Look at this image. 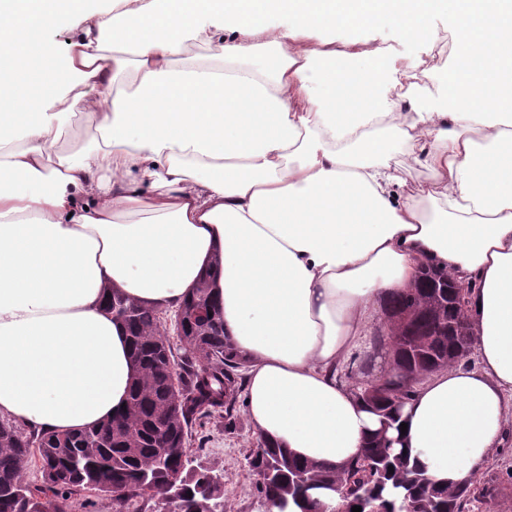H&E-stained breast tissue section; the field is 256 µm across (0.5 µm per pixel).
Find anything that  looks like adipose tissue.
Instances as JSON below:
<instances>
[{"label": "adipose tissue", "mask_w": 512, "mask_h": 512, "mask_svg": "<svg viewBox=\"0 0 512 512\" xmlns=\"http://www.w3.org/2000/svg\"><path fill=\"white\" fill-rule=\"evenodd\" d=\"M439 18L455 64L410 86L353 37L388 22L428 53ZM108 45L135 57L127 88ZM80 111L89 146L56 151ZM397 145L424 154L416 192ZM428 266L468 285L480 367L418 380L398 445L451 484L512 423V0H0V417L115 419L134 366L111 292L176 308L206 277L254 433L338 468L381 428L340 369ZM420 155L418 148L394 149L389 154V163L404 181L403 190L406 192L415 190L428 181V171L418 161Z\"/></svg>", "instance_id": "1"}]
</instances>
